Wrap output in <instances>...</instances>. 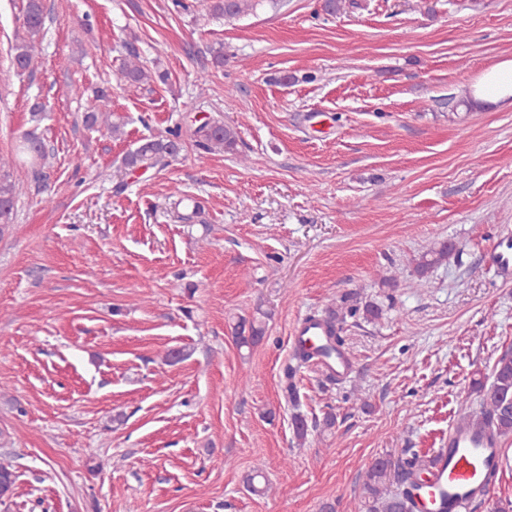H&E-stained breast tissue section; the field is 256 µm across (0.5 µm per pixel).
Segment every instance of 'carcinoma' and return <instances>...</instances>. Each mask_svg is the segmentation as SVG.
Listing matches in <instances>:
<instances>
[{"label": "carcinoma", "instance_id": "1", "mask_svg": "<svg viewBox=\"0 0 512 512\" xmlns=\"http://www.w3.org/2000/svg\"><path fill=\"white\" fill-rule=\"evenodd\" d=\"M257 6V0H213L211 9L230 20L247 14ZM44 0H26L22 23L15 33L13 65L17 72L31 69L34 51L41 39L45 26ZM122 76L131 83L147 82L150 73L141 64L137 53L129 50V58L124 62ZM112 112L107 109L105 94L96 96L85 115V123L93 127L104 124L114 136L121 134V124L110 121ZM196 147L205 153L232 151L238 142L237 131L219 122H206L194 129ZM182 150L180 133L167 136L145 138L128 151L124 165L131 171L153 169L162 170L169 166ZM48 151L44 142L33 133H26L15 146V155L0 158V231L13 223L14 208L22 187L10 179L4 167L17 161L29 164L34 179L46 177ZM454 247L444 244L432 252V258L422 256L416 266L418 276H424L433 265L447 259ZM235 341L238 347L251 348L259 344L265 335V328L257 320L241 318L234 325ZM342 343L337 333L327 337V343L311 350L294 354V359L302 365L317 357H328L336 350L335 344ZM296 370L289 368L284 373L286 398L299 406V392L294 381ZM491 383L473 382V389L479 395L476 406L468 407L458 414L460 425L478 431L488 430L499 437L512 435V352H504L493 364ZM427 460L408 449L395 460H377L367 470L363 484L364 508L366 512H415V496L424 486L421 475L426 472ZM16 475L10 466L0 464V504L10 498Z\"/></svg>", "mask_w": 512, "mask_h": 512}]
</instances>
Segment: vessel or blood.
I'll return each instance as SVG.
<instances>
[{
  "label": "vessel or blood",
  "instance_id": "b4317fda",
  "mask_svg": "<svg viewBox=\"0 0 512 512\" xmlns=\"http://www.w3.org/2000/svg\"><path fill=\"white\" fill-rule=\"evenodd\" d=\"M490 261L502 275L512 274V245L497 242L489 252ZM326 326L309 317L299 319L293 335L294 345H311L325 339ZM352 368L350 356L336 352L322 365L328 378L343 379ZM498 439L467 428L451 429L448 444L442 448L422 494V504L429 512H466L475 501L478 489L490 472L501 471Z\"/></svg>",
  "mask_w": 512,
  "mask_h": 512
}]
</instances>
